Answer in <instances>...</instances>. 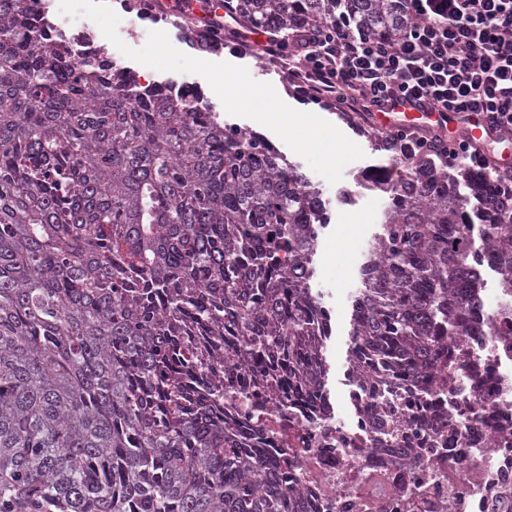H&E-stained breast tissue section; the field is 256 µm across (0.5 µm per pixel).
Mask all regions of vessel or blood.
Wrapping results in <instances>:
<instances>
[{"mask_svg": "<svg viewBox=\"0 0 512 512\" xmlns=\"http://www.w3.org/2000/svg\"><path fill=\"white\" fill-rule=\"evenodd\" d=\"M373 125L384 129L405 127L412 130L440 128L448 130L450 135H463L475 142L488 140L490 128L483 113H471L467 122H460L452 112H421L410 105H400L390 112H377L373 115Z\"/></svg>", "mask_w": 512, "mask_h": 512, "instance_id": "1", "label": "vessel or blood"}]
</instances>
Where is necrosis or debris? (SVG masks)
Here are the masks:
<instances>
[{
	"instance_id": "1",
	"label": "necrosis or debris",
	"mask_w": 512,
	"mask_h": 512,
	"mask_svg": "<svg viewBox=\"0 0 512 512\" xmlns=\"http://www.w3.org/2000/svg\"><path fill=\"white\" fill-rule=\"evenodd\" d=\"M46 33L64 36L79 57H123L97 42L85 16L48 17L46 0H26ZM480 309L490 336L442 339L458 364L425 375L374 364L367 349L347 369L348 418L320 421L296 409L284 422L273 399L252 406L254 369L233 371L224 419L242 446L279 459L283 482L299 489L307 512H507L512 507V296L495 289ZM385 433H378V426Z\"/></svg>"
}]
</instances>
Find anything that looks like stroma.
Instances as JSON below:
<instances>
[{"label":"stroma","instance_id":"35a3bbf8","mask_svg":"<svg viewBox=\"0 0 512 512\" xmlns=\"http://www.w3.org/2000/svg\"><path fill=\"white\" fill-rule=\"evenodd\" d=\"M240 58L248 63L253 79L278 88L284 102L291 107L330 119L365 153L363 159L350 163L342 179L333 185L318 174L310 173L308 164L300 163L298 155L290 157L291 162L299 163L301 172L309 173L312 183L322 191L330 217L328 226L320 233L312 288L320 293L325 307L330 311L331 334L326 346V357L330 364L328 387L336 414L345 416L349 413L345 401L350 388L346 358L352 302L362 286L360 269L370 242L381 230L384 209L383 197L377 192L364 190L357 177L368 167L386 163L387 154L377 149L381 135L370 125L368 114L362 107L346 101L314 98L296 78L284 74L282 66L270 59L248 54ZM151 78L156 82L197 83L204 90L205 101L219 112L221 121L259 134L277 149H284V142L266 127L250 119L226 114L220 99L206 91L204 78L189 73L157 70L152 71Z\"/></svg>","mask_w":512,"mask_h":512}]
</instances>
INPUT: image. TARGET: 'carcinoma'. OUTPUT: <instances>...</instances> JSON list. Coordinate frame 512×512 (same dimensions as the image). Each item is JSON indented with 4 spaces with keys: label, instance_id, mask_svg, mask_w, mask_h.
<instances>
[{
    "label": "carcinoma",
    "instance_id": "obj_1",
    "mask_svg": "<svg viewBox=\"0 0 512 512\" xmlns=\"http://www.w3.org/2000/svg\"><path fill=\"white\" fill-rule=\"evenodd\" d=\"M0 0V512H303L224 423L223 366L330 414L313 292L322 192L265 138L172 86L78 60ZM298 48L337 21L382 39L404 0H220ZM373 173L387 199L350 346L425 372L481 333L473 233L512 292V201L441 148Z\"/></svg>",
    "mask_w": 512,
    "mask_h": 512
}]
</instances>
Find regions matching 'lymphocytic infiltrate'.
<instances>
[{
    "instance_id": "f902f5d3",
    "label": "lymphocytic infiltrate",
    "mask_w": 512,
    "mask_h": 512,
    "mask_svg": "<svg viewBox=\"0 0 512 512\" xmlns=\"http://www.w3.org/2000/svg\"><path fill=\"white\" fill-rule=\"evenodd\" d=\"M409 24L394 38L336 26L313 35L295 66L320 98L382 112L410 103L428 112H481L512 133V0H404Z\"/></svg>"
}]
</instances>
